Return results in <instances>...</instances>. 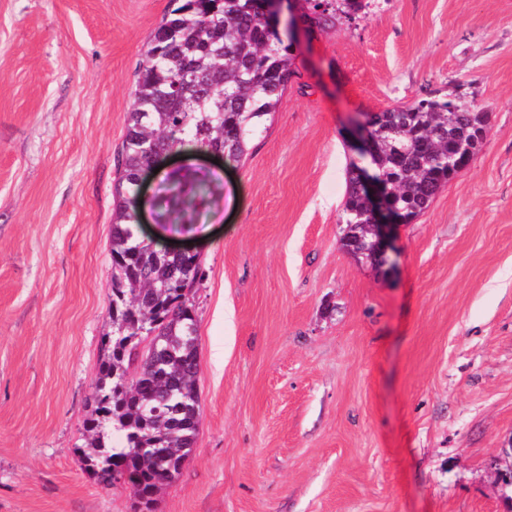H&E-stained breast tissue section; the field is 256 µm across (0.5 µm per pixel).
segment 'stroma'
<instances>
[{"label": "stroma", "instance_id": "stroma-1", "mask_svg": "<svg viewBox=\"0 0 512 512\" xmlns=\"http://www.w3.org/2000/svg\"><path fill=\"white\" fill-rule=\"evenodd\" d=\"M173 7L0 0V512H136L80 450L112 333L117 152ZM292 46L208 240L138 226L205 273L198 435L152 512H512V0H374ZM458 96L488 115L479 150L387 264L356 259L354 120Z\"/></svg>", "mask_w": 512, "mask_h": 512}]
</instances>
